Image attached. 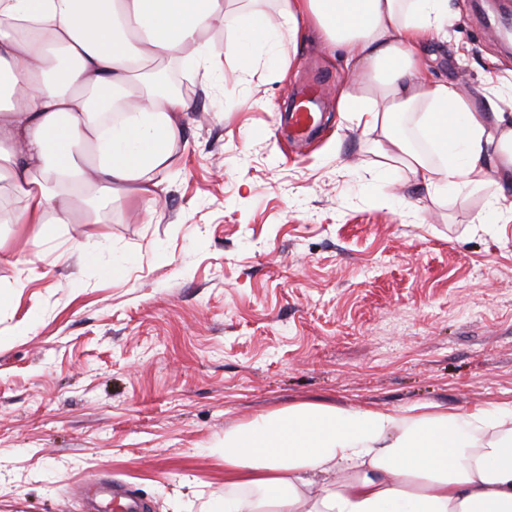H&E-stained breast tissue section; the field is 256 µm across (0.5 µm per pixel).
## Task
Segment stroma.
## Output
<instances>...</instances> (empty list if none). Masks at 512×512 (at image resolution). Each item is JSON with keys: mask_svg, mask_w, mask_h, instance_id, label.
Instances as JSON below:
<instances>
[{"mask_svg": "<svg viewBox=\"0 0 512 512\" xmlns=\"http://www.w3.org/2000/svg\"><path fill=\"white\" fill-rule=\"evenodd\" d=\"M454 4L430 73L478 98L512 51L486 0ZM283 53L285 78L242 84L226 58L205 92L171 64L191 110L153 214L116 198L39 247L0 226V512H93L96 480L203 512L224 489L212 448L261 413L512 396V223L479 222L495 184L434 201L378 173L337 108L341 56L310 31ZM316 80L320 133L298 141L286 103ZM75 242L126 264L62 259Z\"/></svg>", "mask_w": 512, "mask_h": 512, "instance_id": "1", "label": "stroma"}]
</instances>
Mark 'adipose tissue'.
<instances>
[{
  "instance_id": "obj_1",
  "label": "adipose tissue",
  "mask_w": 512,
  "mask_h": 512,
  "mask_svg": "<svg viewBox=\"0 0 512 512\" xmlns=\"http://www.w3.org/2000/svg\"><path fill=\"white\" fill-rule=\"evenodd\" d=\"M0 0V213L32 243L47 225L95 224L121 195L153 212L182 144L186 97L140 88L142 60L217 65L228 33L240 80L286 67L283 40L314 31L341 51L338 109L384 163L429 196L494 176L512 196V113L429 78L425 48L457 18L451 0ZM224 491L205 512H512V397L454 413L298 402L225 431Z\"/></svg>"
}]
</instances>
